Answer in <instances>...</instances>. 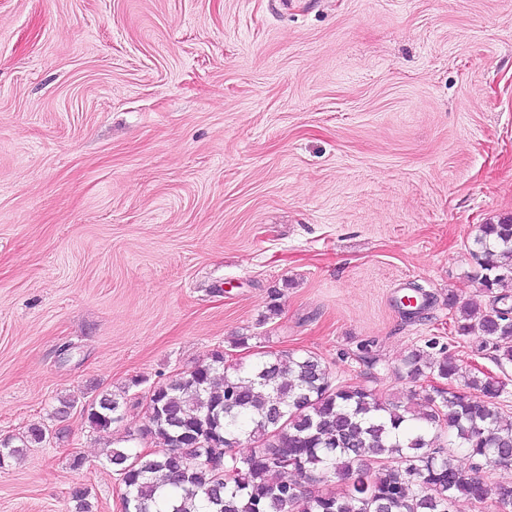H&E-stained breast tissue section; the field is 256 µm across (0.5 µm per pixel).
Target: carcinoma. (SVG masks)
<instances>
[{"label": "carcinoma", "instance_id": "obj_1", "mask_svg": "<svg viewBox=\"0 0 512 512\" xmlns=\"http://www.w3.org/2000/svg\"><path fill=\"white\" fill-rule=\"evenodd\" d=\"M473 246L482 291L492 294L512 278V217L482 225ZM499 300L461 306L457 332L480 337L500 364H512V316ZM404 367L412 380L427 373L443 385L461 379L464 391L434 387L416 411L360 385L332 384L310 352L227 366L224 351H212L205 363L150 391L144 434L155 450L109 451L125 486V512H451L460 497L484 501V469L512 468V424L494 403L503 382L467 375L448 357L419 349ZM119 409L115 395L103 392L86 409L87 420L108 432ZM445 430L448 448L439 444ZM198 437L220 443L224 467L213 465L214 450L196 447ZM46 439L47 429L33 424L21 445L0 442V460L18 459ZM243 440L257 449L239 457L233 448ZM458 452L468 467L456 463ZM331 479L348 492L311 489Z\"/></svg>", "mask_w": 512, "mask_h": 512}]
</instances>
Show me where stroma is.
<instances>
[{
	"instance_id": "1",
	"label": "stroma",
	"mask_w": 512,
	"mask_h": 512,
	"mask_svg": "<svg viewBox=\"0 0 512 512\" xmlns=\"http://www.w3.org/2000/svg\"><path fill=\"white\" fill-rule=\"evenodd\" d=\"M510 215L512 0H0V440L51 433L0 512H120L107 451L150 449V389L218 348L418 404L428 348L512 421V364L456 323ZM115 396L112 392H103L88 406L87 420L93 429L100 432L110 431L112 424L121 419L118 414L120 402Z\"/></svg>"
}]
</instances>
